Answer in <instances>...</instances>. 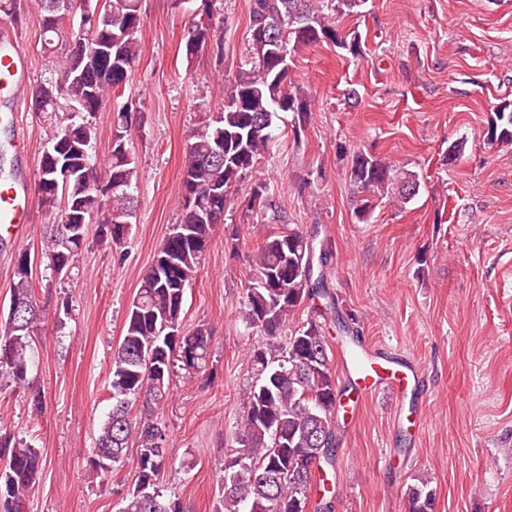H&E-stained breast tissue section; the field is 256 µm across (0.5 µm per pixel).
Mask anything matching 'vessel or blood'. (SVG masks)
Wrapping results in <instances>:
<instances>
[{
  "mask_svg": "<svg viewBox=\"0 0 512 512\" xmlns=\"http://www.w3.org/2000/svg\"><path fill=\"white\" fill-rule=\"evenodd\" d=\"M27 73L28 58L19 41L9 31L0 32V81L10 84L13 98H20ZM30 215V198L20 194L18 182L0 181V230L26 224ZM342 368L364 402L381 391L401 397L418 380L415 369L382 356L377 347L363 340L354 354L343 355Z\"/></svg>",
  "mask_w": 512,
  "mask_h": 512,
  "instance_id": "vessel-or-blood-1",
  "label": "vessel or blood"
}]
</instances>
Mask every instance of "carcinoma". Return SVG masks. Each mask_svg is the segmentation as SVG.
<instances>
[{"mask_svg":"<svg viewBox=\"0 0 512 512\" xmlns=\"http://www.w3.org/2000/svg\"><path fill=\"white\" fill-rule=\"evenodd\" d=\"M218 0H197L183 36L190 59L209 50L224 55L214 34ZM368 0H250L248 45L255 58L224 72V104L205 117L187 140L181 185L180 217L168 231L143 275L126 314L124 333L112 356V408L100 425L90 461L93 475L105 477L112 464L138 442L137 481L121 499L118 512H186L178 499L158 489V476L170 463L166 427L132 416L137 404H159L171 393L176 369L194 375L207 361L208 334L182 329L185 294L201 269L215 225L231 204L229 189L255 172L261 156L275 140L274 119L292 114L291 127L300 138L309 121L312 94L292 79L293 56L299 50L330 42L354 57L363 53L361 37L343 32L336 16L360 13ZM43 52L53 55L51 75L29 87L34 111L48 121L45 144L62 141L73 129L78 152L68 169L39 159L38 204L53 215L43 257L55 273L74 263L82 244L71 225L98 222L100 239L117 247L128 235L114 229L131 225L138 204L140 170L131 138L136 103H118L141 53V0H34ZM29 0H0V17L20 23ZM94 17L83 35L74 21ZM100 112L110 114V150L96 158ZM487 144L512 145V106L494 110L485 132ZM349 154V182L365 194L354 209L360 224L370 222L373 197H386L403 208L420 188L415 175L396 169L385 158L359 148ZM91 170L119 188L107 197L84 176ZM248 212L276 207L266 180L259 178L245 197ZM332 254L329 242L299 229L267 233L252 254L253 276L240 310L242 321L269 342L249 352L253 377L242 393L243 415L237 423L238 447L218 469L220 496L215 512H308L309 492L317 470L336 458V407L339 396L325 329L332 320L343 326L336 298L314 277V261ZM302 324L289 328L296 311L311 301ZM10 302L17 314L0 318V386L27 391L33 411L43 408L44 394L31 375L35 338L46 315L31 284L30 255H18ZM284 342L274 344L278 339ZM45 460L40 450L9 433H0V512H22L25 497ZM435 492L429 482L409 488L406 512H434Z\"/></svg>","mask_w":512,"mask_h":512,"instance_id":"carcinoma-1","label":"carcinoma"}]
</instances>
